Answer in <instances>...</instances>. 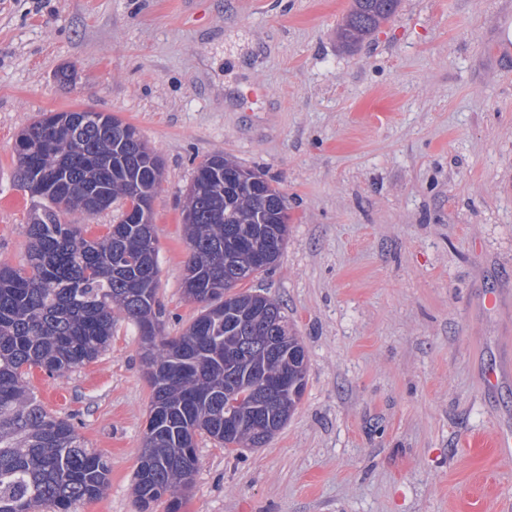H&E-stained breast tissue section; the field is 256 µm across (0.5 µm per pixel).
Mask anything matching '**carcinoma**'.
Returning <instances> with one entry per match:
<instances>
[{
    "instance_id": "1",
    "label": "carcinoma",
    "mask_w": 512,
    "mask_h": 512,
    "mask_svg": "<svg viewBox=\"0 0 512 512\" xmlns=\"http://www.w3.org/2000/svg\"><path fill=\"white\" fill-rule=\"evenodd\" d=\"M399 2L351 0L337 41L358 47L395 15ZM136 134L109 113L101 123H87L83 112H53L16 140V185L37 193L40 204L26 225V263L0 264V512H76L107 487V460L72 423L44 409L29 376L40 369L61 378L97 359L112 339L114 309L151 346L150 413L134 483L143 512L166 494L169 512H180L178 493L197 469L196 435L224 448L262 447L305 392L308 355L288 315L243 287L266 272L255 264L254 248L278 244L280 255L285 249L289 216L281 191L259 171L255 192L237 191L224 183V172L238 164L218 154L198 164L181 210L190 248L183 287L203 309L182 334L167 336L152 211L162 161ZM98 198L121 206L105 235L88 240L62 222V210L90 215ZM143 207L148 223H127L128 210ZM252 308L276 315L288 337L290 352L267 359V375L286 374L297 387L226 437L224 386L242 382L249 361L226 357L220 338L235 314Z\"/></svg>"
}]
</instances>
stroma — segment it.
<instances>
[{
  "label": "stroma",
  "instance_id": "stroma-1",
  "mask_svg": "<svg viewBox=\"0 0 512 512\" xmlns=\"http://www.w3.org/2000/svg\"><path fill=\"white\" fill-rule=\"evenodd\" d=\"M349 3L0 0V263L26 262L14 146L49 112L110 113L159 154L168 335L202 309L181 222L198 163L285 196L287 245L250 286L286 308L307 387L264 447L198 436L181 512H512V458L475 443L512 432V0H401L353 52L334 36ZM141 345L120 318L95 361L29 377L111 466L77 512H139Z\"/></svg>",
  "mask_w": 512,
  "mask_h": 512
}]
</instances>
